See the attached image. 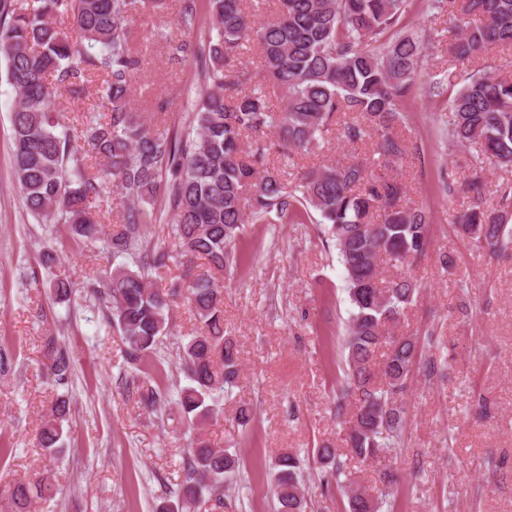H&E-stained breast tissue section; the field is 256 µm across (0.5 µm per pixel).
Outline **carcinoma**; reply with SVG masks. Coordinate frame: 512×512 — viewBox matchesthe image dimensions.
<instances>
[{"mask_svg":"<svg viewBox=\"0 0 512 512\" xmlns=\"http://www.w3.org/2000/svg\"><path fill=\"white\" fill-rule=\"evenodd\" d=\"M247 0H208L214 35L195 50L187 39L170 44L175 57L196 53L201 92L190 129L172 135L155 130L133 111L130 93L141 58L130 47V23L166 0H0V63L14 94L10 110L14 178L29 214L62 224L75 238H98L107 185L125 201L120 224L106 239L112 255L127 261L95 279L92 294L108 311L107 320L123 336L126 354L141 361L158 352L170 330V310L179 288L155 286L153 274L171 259L167 247L149 236L147 224L156 202L171 226L178 254L207 268L189 281L187 299L198 330L182 344L188 384L177 390L176 413L189 427L223 414L224 394L239 380L238 350L224 335V296L217 273L241 265L240 241L246 221L270 223L302 213L317 214L325 242L332 243L344 269L351 305L343 328L346 385L336 402V417L349 425L352 456L385 460L403 441L407 409L403 393L419 347L412 336L394 334L403 310L416 300L420 285L410 274L379 287L380 261L411 269L427 254L431 225L424 208L404 202L403 183L374 178L360 160L327 163L304 172L288 188L268 166L275 133L285 153H309L338 125L351 144L376 139L378 155L392 163L408 155L406 139L394 132L404 124L402 103L418 77L430 35L405 30L409 0H279L273 18L255 22ZM454 40L448 55L469 59L495 46L512 47V0H425L437 17L445 4ZM70 15L62 31L54 18ZM197 0H179L177 25L191 35ZM264 58L263 78L274 84L285 105L274 110L261 90L239 88L255 75L234 65L247 45ZM96 87L89 111L100 116L78 128L66 122L61 90L80 100ZM452 112L443 137L456 146L477 144L475 172L467 183L469 208L456 217L458 231L478 249L512 256V190L498 205H483L488 166L512 167V76L478 69L448 94ZM255 135L245 149L242 140ZM46 367L63 393L44 418L40 446L62 447L70 414L73 364L58 339H45ZM150 410L171 403L154 392L142 397ZM316 462L327 480L339 481L335 449L318 448ZM238 455L197 437L183 459L184 477L174 501L159 512H189L238 471ZM379 494L357 486L347 493L349 512H379L392 483L390 470L379 473ZM270 481L275 512H305L301 458L284 450L272 463ZM51 490L49 476L19 483L13 500L27 512L31 492Z\"/></svg>","mask_w":512,"mask_h":512,"instance_id":"1","label":"carcinoma"}]
</instances>
